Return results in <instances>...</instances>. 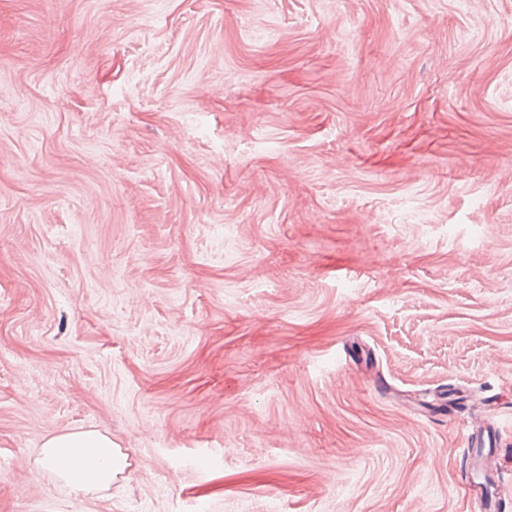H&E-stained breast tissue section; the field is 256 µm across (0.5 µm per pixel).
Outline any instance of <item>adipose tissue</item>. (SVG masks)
Here are the masks:
<instances>
[{
    "mask_svg": "<svg viewBox=\"0 0 512 512\" xmlns=\"http://www.w3.org/2000/svg\"><path fill=\"white\" fill-rule=\"evenodd\" d=\"M32 465L52 473L63 489L81 497L108 490L128 460L107 434L79 430L48 437Z\"/></svg>",
    "mask_w": 512,
    "mask_h": 512,
    "instance_id": "obj_1",
    "label": "adipose tissue"
}]
</instances>
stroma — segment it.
<instances>
[{
	"instance_id": "1",
	"label": "stroma",
	"mask_w": 512,
	"mask_h": 512,
	"mask_svg": "<svg viewBox=\"0 0 512 512\" xmlns=\"http://www.w3.org/2000/svg\"><path fill=\"white\" fill-rule=\"evenodd\" d=\"M484 418L492 470L512 0H0V512H485ZM32 465L38 472L52 473L69 494L81 497L107 491L128 460L107 434L79 430L48 437Z\"/></svg>"
}]
</instances>
